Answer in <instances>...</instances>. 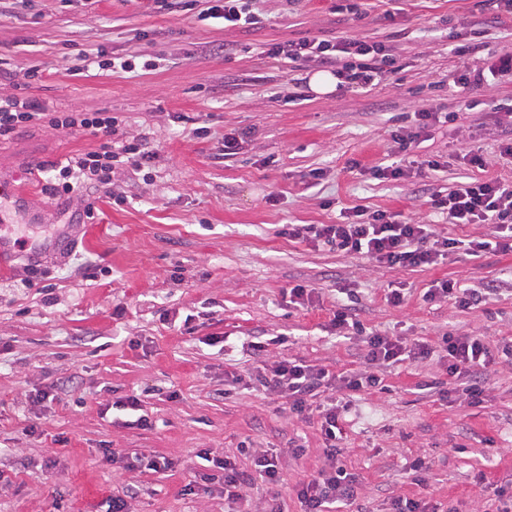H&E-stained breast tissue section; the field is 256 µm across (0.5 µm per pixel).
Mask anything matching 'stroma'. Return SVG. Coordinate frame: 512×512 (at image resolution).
<instances>
[{
    "instance_id": "1",
    "label": "stroma",
    "mask_w": 512,
    "mask_h": 512,
    "mask_svg": "<svg viewBox=\"0 0 512 512\" xmlns=\"http://www.w3.org/2000/svg\"><path fill=\"white\" fill-rule=\"evenodd\" d=\"M262 29L246 34L200 21L196 12L159 13L152 0H29L20 17L0 18V57L12 85L50 112H109L124 137L147 138L148 167L117 165L111 193L94 199L93 223L76 217L80 194L54 198L43 181L27 192L50 224L72 225L56 254L24 256L0 269V512H107L113 496L136 488L129 512H301L294 486L324 464L316 420L291 414L286 398L255 387L262 362L293 356L333 374L361 368L362 334H395L438 345L474 332L512 342V292L460 309L422 294L439 279L478 286L512 279V252L481 260L457 255L429 269L377 266L282 235L286 224H334L349 208L386 210L441 235H488L489 224H451L428 203L473 178L512 181L499 142L512 137V80L464 90L454 81L474 57L512 53V16L477 0H258ZM394 10L386 20V10ZM475 31L476 56L459 55L455 34ZM356 37L396 47L398 70L370 89L319 95L310 62L260 55L265 42L306 36ZM221 41L228 53L199 55ZM135 59L131 72L77 77L78 52ZM449 115L416 157L439 171L377 180L397 161L392 136L418 111ZM242 135L225 155L224 136ZM98 139L37 121L0 144V173L38 168L95 149ZM483 154L485 169L467 152ZM45 269L32 279L31 264ZM316 288L300 308L287 292ZM354 290L361 332L331 325L340 286ZM407 294L387 304L388 289ZM224 340L213 345L212 337ZM264 342L263 355L251 342ZM381 382L351 401L342 444L359 480L343 512H391L394 497L424 498L445 512H496V486L512 480V362L489 374L481 405L442 401L448 365L432 356L380 370ZM58 385V399L35 404ZM137 396L151 425L128 424L121 398ZM133 467L100 461L104 446ZM251 469L258 452L276 456L279 486L254 480L245 500L185 491L202 450ZM175 466L154 473L144 457ZM423 459L426 471L410 470Z\"/></svg>"
}]
</instances>
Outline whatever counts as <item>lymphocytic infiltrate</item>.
I'll list each match as a JSON object with an SVG mask.
<instances>
[{
	"label": "lymphocytic infiltrate",
	"mask_w": 512,
	"mask_h": 512,
	"mask_svg": "<svg viewBox=\"0 0 512 512\" xmlns=\"http://www.w3.org/2000/svg\"><path fill=\"white\" fill-rule=\"evenodd\" d=\"M202 18L223 20L225 26L253 32L262 26L256 11L257 0H205ZM267 57L285 63L314 61L331 69L343 90L356 91L373 86L386 73L392 72L395 57L392 48L381 42L369 43L354 37L341 40L324 37L303 38L286 43H269L263 49ZM48 120L54 128L67 132L81 131L100 139L92 151L52 164L45 179V190L51 196L65 197L74 188L86 193L110 192L112 168L118 159L141 166L151 161L154 151L147 139L126 141L117 138L116 120L108 112H62L45 114L33 98L0 97V139L5 140L20 128L37 120ZM431 206L445 214L452 224H491L493 235L468 240L448 238L433 232L429 225L395 221L384 210L368 211L356 206L346 222L340 224H288L285 235L336 247L350 254L366 255L377 264L389 268H428L441 263L456 251H465L478 259L487 253L512 251V182L498 179H472L459 185L446 196H435ZM507 282L490 281L474 289L461 281L442 279L430 284L423 295L426 303L447 300L462 309L482 299L506 291ZM367 369L333 375L325 368L297 359H280L258 371L255 380L288 400L290 411L298 417L310 414L320 417L327 463L308 481L298 485L296 496L303 512H335L336 508L353 504L358 496L356 476L338 460L341 453L342 405L326 399L334 390L350 396L376 387L380 379L375 370L405 359H423L433 353L427 343H407L399 336L373 334L366 338ZM441 350L448 360L450 388L440 390L441 400L454 393L466 396L470 405L483 402L485 375L499 364L501 357L512 356V345L491 349L484 337L472 334H451L442 340ZM211 472L195 474L186 485V492H195L200 484L219 485L228 499L242 498L254 478L277 482L279 472L274 458L256 455L253 471L240 469L229 457L211 459Z\"/></svg>",
	"instance_id": "f902f5d3"
}]
</instances>
